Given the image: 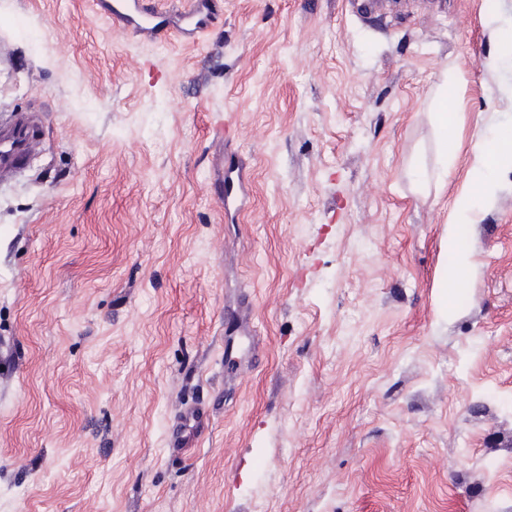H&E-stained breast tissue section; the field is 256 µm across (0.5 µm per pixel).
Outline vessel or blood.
Segmentation results:
<instances>
[{
    "mask_svg": "<svg viewBox=\"0 0 512 512\" xmlns=\"http://www.w3.org/2000/svg\"><path fill=\"white\" fill-rule=\"evenodd\" d=\"M95 7L133 34H174L179 37L203 30L210 14L208 0H191L188 8L174 10L160 0H96ZM40 127L34 115L23 111L0 112V186L24 176L36 158Z\"/></svg>",
    "mask_w": 512,
    "mask_h": 512,
    "instance_id": "1",
    "label": "vessel or blood"
}]
</instances>
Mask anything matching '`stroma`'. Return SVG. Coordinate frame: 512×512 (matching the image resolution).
Masks as SVG:
<instances>
[{"instance_id":"stroma-1","label":"stroma","mask_w":512,"mask_h":512,"mask_svg":"<svg viewBox=\"0 0 512 512\" xmlns=\"http://www.w3.org/2000/svg\"><path fill=\"white\" fill-rule=\"evenodd\" d=\"M212 10L187 44L0 0L43 130L0 187V512H512V167L438 279L512 0Z\"/></svg>"}]
</instances>
